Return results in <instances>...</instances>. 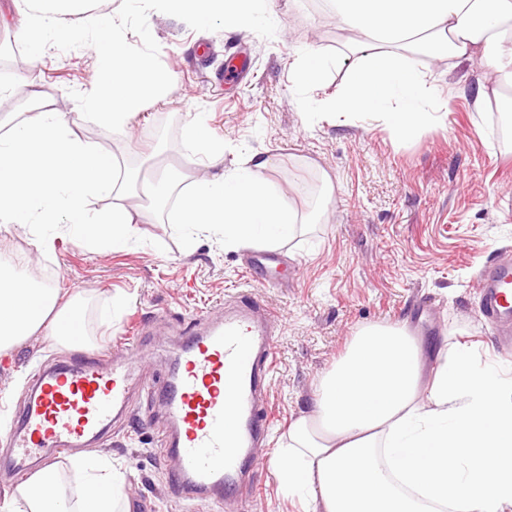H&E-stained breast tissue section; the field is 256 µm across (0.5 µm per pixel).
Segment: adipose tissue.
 <instances>
[{"mask_svg":"<svg viewBox=\"0 0 512 512\" xmlns=\"http://www.w3.org/2000/svg\"><path fill=\"white\" fill-rule=\"evenodd\" d=\"M89 0H22L18 36L33 56L65 36L63 18L86 13ZM339 29L355 34L356 60L343 89L322 103L329 112L368 114L396 139L436 120L429 101L441 90L421 58L477 66L473 107L498 98L512 112V0H329ZM187 138L216 167L173 204L186 248L199 234H223L229 247H277L298 222L253 154L224 167V144L202 122ZM115 162L96 144L72 136L65 113H29L0 134V235L23 228L40 245L67 222L79 240L126 248L135 235L120 206L91 215L90 197H115ZM83 308L58 292L0 274V351L41 333L66 347ZM285 496L303 512H512V376L480 362L477 345L455 342L423 375L420 346L400 324L359 328L323 374L310 405L289 425L271 462ZM80 487L67 492L57 470H40L7 497L0 512H128L121 460L73 462Z\"/></svg>","mask_w":512,"mask_h":512,"instance_id":"1","label":"adipose tissue"}]
</instances>
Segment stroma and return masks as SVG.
<instances>
[{"label":"stroma","instance_id":"obj_1","mask_svg":"<svg viewBox=\"0 0 512 512\" xmlns=\"http://www.w3.org/2000/svg\"><path fill=\"white\" fill-rule=\"evenodd\" d=\"M274 9L277 32L270 39L241 27L195 31L178 18L150 13L173 85L165 105L140 112L127 132L111 133L83 118L72 98L94 87L93 49L51 47L32 57L16 35L14 0H0V61L9 63L0 75V99L11 103L0 110V126L21 120V101L29 96L22 82L31 80L39 105L65 112L72 133L114 154L118 170L147 179L161 164L180 175L183 191L192 178L214 172L185 134L201 119L223 140L225 166L249 151L270 161V179L304 223L280 247L288 280L275 287L250 276L248 251L225 247L221 234L202 235L199 247L187 251L182 230L167 221L166 204L138 224L136 242L121 251L71 236H54L48 248L29 234L0 237V266L14 264L32 281L50 270L51 287L81 302L87 354L112 350L139 318L154 354L141 373L155 385L168 374L184 320L242 295L280 317L276 363L261 404L273 423L250 498L221 507L172 494L173 462L159 444L166 420L140 394L111 440L96 449L124 461L130 512H300L279 491L270 459L319 376L360 327L408 324L429 355L455 340L478 341L482 352L499 354L479 316L477 288L483 270L512 255V132L501 131L497 101L474 112L480 71L466 61L451 67L424 61L450 99L438 123L398 140L371 116L322 110V99L340 88L349 68L344 35L327 10L315 0H275ZM238 44L247 48L251 68L241 84L227 86L217 76ZM310 48L339 60L321 89L294 81V63ZM119 294L126 306L110 310ZM75 354L41 335L0 353V451L32 376Z\"/></svg>","mask_w":512,"mask_h":512}]
</instances>
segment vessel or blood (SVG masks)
<instances>
[{
	"label": "vessel or blood",
	"instance_id": "b4317fda",
	"mask_svg": "<svg viewBox=\"0 0 512 512\" xmlns=\"http://www.w3.org/2000/svg\"><path fill=\"white\" fill-rule=\"evenodd\" d=\"M247 265L268 270L271 285L288 271L281 255L269 252L252 255ZM478 309L502 353L512 354V257L482 275ZM271 317L245 299L223 315L200 316L183 327L170 376L156 395L168 421L160 445L175 462L168 485L178 496L220 502L240 494V477L255 464L254 451L270 427L257 400L274 364ZM150 357L138 337L105 354L43 369L15 416L0 476L49 468L60 454L108 437L132 395L146 390L139 371Z\"/></svg>",
	"mask_w": 512,
	"mask_h": 512
}]
</instances>
